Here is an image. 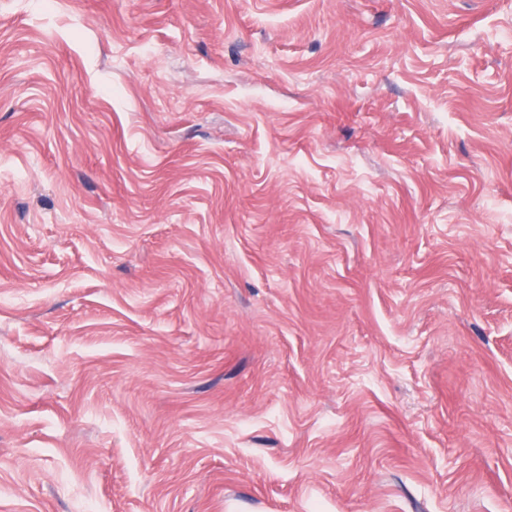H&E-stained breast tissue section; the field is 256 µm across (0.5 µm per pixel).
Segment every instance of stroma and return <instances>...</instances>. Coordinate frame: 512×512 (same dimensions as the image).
Segmentation results:
<instances>
[{
    "label": "stroma",
    "mask_w": 512,
    "mask_h": 512,
    "mask_svg": "<svg viewBox=\"0 0 512 512\" xmlns=\"http://www.w3.org/2000/svg\"><path fill=\"white\" fill-rule=\"evenodd\" d=\"M512 512V0H0V512Z\"/></svg>",
    "instance_id": "35a3bbf8"
}]
</instances>
